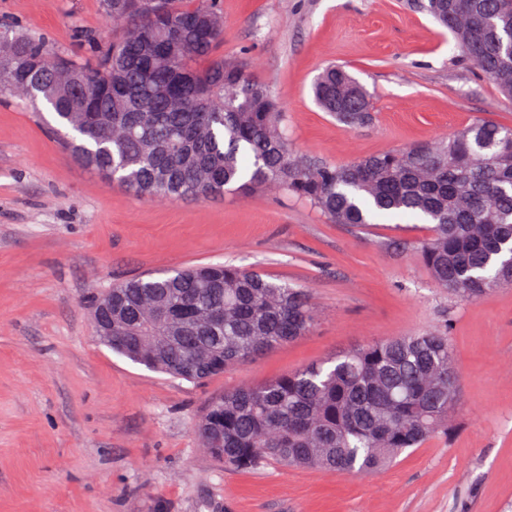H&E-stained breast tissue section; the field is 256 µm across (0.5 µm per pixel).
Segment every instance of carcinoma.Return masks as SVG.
Instances as JSON below:
<instances>
[{
	"instance_id": "carcinoma-1",
	"label": "carcinoma",
	"mask_w": 512,
	"mask_h": 512,
	"mask_svg": "<svg viewBox=\"0 0 512 512\" xmlns=\"http://www.w3.org/2000/svg\"><path fill=\"white\" fill-rule=\"evenodd\" d=\"M101 0L120 23L107 41L80 26L85 65L42 37L0 22V98L47 104L60 145L83 168L140 196L207 199L277 187L338 224L381 216L425 219L420 247L438 287L478 298L512 282V127L480 119L446 141L312 166L293 155L271 87L224 38L219 0ZM421 0L462 53L512 94V5ZM67 69L64 86L56 72ZM184 99L175 111L168 97ZM319 107L348 126L370 119L363 86L342 66L317 77ZM209 312L214 320L193 324ZM316 313L304 289L233 265L151 273L112 287V351L174 378L203 382L232 364L295 341ZM460 394L448 325L340 351L278 378L227 391L208 405L203 447L232 469L274 461L373 473L446 435Z\"/></svg>"
}]
</instances>
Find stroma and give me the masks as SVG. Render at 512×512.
Returning a JSON list of instances; mask_svg holds the SVG:
<instances>
[{
    "instance_id": "35a3bbf8",
    "label": "stroma",
    "mask_w": 512,
    "mask_h": 512,
    "mask_svg": "<svg viewBox=\"0 0 512 512\" xmlns=\"http://www.w3.org/2000/svg\"><path fill=\"white\" fill-rule=\"evenodd\" d=\"M418 0H221L217 55L246 61L285 113L295 155L342 164L427 145L501 94ZM75 53L74 26L112 34L99 0H0V20ZM371 97L348 128L314 102L328 65ZM423 221L351 227L284 192L150 200L79 166L43 117L0 102V512H512V283L477 300L438 288ZM229 263L311 292L296 341L195 384L112 352L93 295L150 271ZM447 324L461 385L445 437L372 476L266 464L229 470L202 448L212 399L336 352Z\"/></svg>"
}]
</instances>
